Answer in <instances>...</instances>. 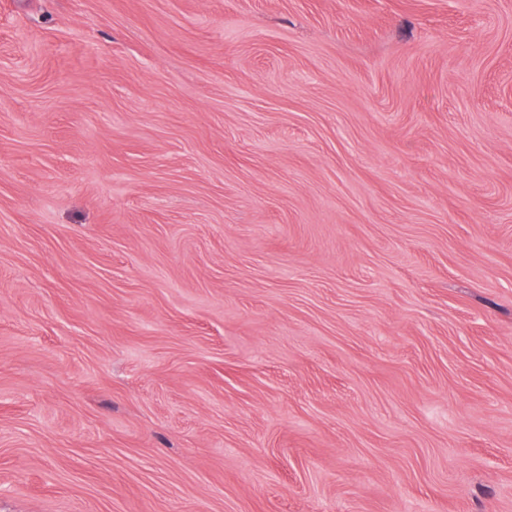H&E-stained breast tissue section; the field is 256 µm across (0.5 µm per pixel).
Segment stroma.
I'll return each instance as SVG.
<instances>
[{
  "mask_svg": "<svg viewBox=\"0 0 512 512\" xmlns=\"http://www.w3.org/2000/svg\"><path fill=\"white\" fill-rule=\"evenodd\" d=\"M0 512H512V0H0Z\"/></svg>",
  "mask_w": 512,
  "mask_h": 512,
  "instance_id": "1",
  "label": "stroma"
}]
</instances>
